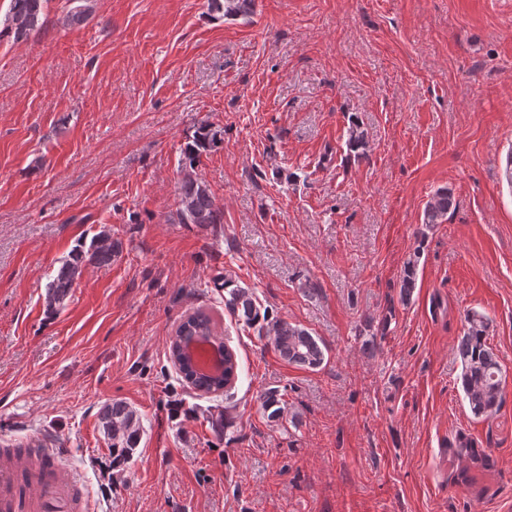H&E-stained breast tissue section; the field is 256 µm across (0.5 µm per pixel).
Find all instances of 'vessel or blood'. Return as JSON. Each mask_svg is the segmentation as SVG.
I'll return each mask as SVG.
<instances>
[{"label":"vessel or blood","instance_id":"obj_1","mask_svg":"<svg viewBox=\"0 0 512 512\" xmlns=\"http://www.w3.org/2000/svg\"><path fill=\"white\" fill-rule=\"evenodd\" d=\"M85 481L64 453L44 440L38 456L0 448V512H91Z\"/></svg>","mask_w":512,"mask_h":512}]
</instances>
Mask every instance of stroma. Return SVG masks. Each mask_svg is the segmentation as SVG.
Returning a JSON list of instances; mask_svg holds the SVG:
<instances>
[{
    "label": "stroma",
    "instance_id": "35a3bbf8",
    "mask_svg": "<svg viewBox=\"0 0 512 512\" xmlns=\"http://www.w3.org/2000/svg\"><path fill=\"white\" fill-rule=\"evenodd\" d=\"M9 7L0 448L52 436L94 512H512V0H255L234 19L207 0H92L75 29L68 0H48L22 40L3 31ZM203 123L222 139L198 168L224 210L206 227L175 221L181 150ZM355 124L367 146L352 152ZM442 187L453 207L426 227ZM104 229L118 256L47 315L60 262ZM226 275L310 329L327 362L288 364L239 330L214 286ZM195 308L242 367L221 440L166 355ZM471 310L505 372L479 418L456 356ZM115 400L143 424L122 469L99 425ZM464 434L486 457L438 468L439 444Z\"/></svg>",
    "mask_w": 512,
    "mask_h": 512
}]
</instances>
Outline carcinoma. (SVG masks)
<instances>
[{
  "instance_id": "carcinoma-1",
  "label": "carcinoma",
  "mask_w": 512,
  "mask_h": 512,
  "mask_svg": "<svg viewBox=\"0 0 512 512\" xmlns=\"http://www.w3.org/2000/svg\"><path fill=\"white\" fill-rule=\"evenodd\" d=\"M73 4L67 13V20L79 24L89 12L87 0H68ZM47 0H11L7 17V29L22 38L42 25ZM254 0H208L209 10L224 17L247 15L252 12ZM217 133L211 125L201 124L191 142L183 148L181 169L183 172L182 190L176 209V222L179 224H222L224 211L217 205L212 191L199 177L197 168L203 152L217 146ZM364 131L360 126L349 128L347 148L357 151L366 146ZM452 196L446 188H440L432 195L424 209L423 223L431 226L439 224L452 206ZM119 253V243L112 235L102 231L89 249L82 247L70 251L47 285L45 303L48 311L57 312L70 295L72 288L81 277L83 270L92 264H108ZM419 255L409 258L403 269L400 296L409 303L416 285ZM215 287L224 290V310L233 315L243 327L254 331L259 338H268L274 350L288 363L307 369L320 367L327 349L307 328L284 319L273 317L259 302L252 289L243 287L232 277L215 282ZM489 319L478 312L466 316V328L457 345L460 361V383L464 400L471 412L483 416L498 409L501 404L503 372L493 349L487 343ZM196 336H207L218 342L227 352L232 371V379L218 390H202L200 395L222 397L230 403L234 399L239 379L240 364L235 350L224 338L217 320L206 309H195L182 316L174 329L168 347V359L177 370L178 379L185 387H190L183 367L177 362L175 349L178 343L189 342ZM261 406L267 418L277 421L282 418V394L276 389H268L260 395ZM99 420L112 448V465L119 467L130 461L139 443L142 425L135 410L122 401L104 405L99 412ZM207 422L211 432L220 440L228 420L221 405L208 410Z\"/></svg>"
}]
</instances>
